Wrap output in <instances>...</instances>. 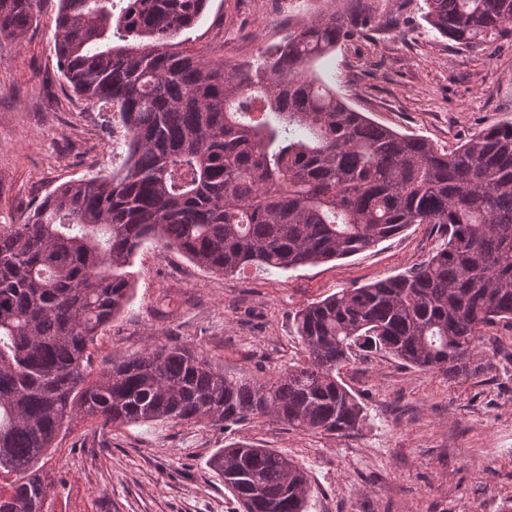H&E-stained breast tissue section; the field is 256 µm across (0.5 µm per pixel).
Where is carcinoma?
Here are the masks:
<instances>
[{"label": "carcinoma", "instance_id": "carcinoma-1", "mask_svg": "<svg viewBox=\"0 0 512 512\" xmlns=\"http://www.w3.org/2000/svg\"><path fill=\"white\" fill-rule=\"evenodd\" d=\"M209 2L59 0L58 68L75 94L112 105L127 160L56 186L24 223L0 224V512H43L39 463L77 419L273 418L345 435L363 420L338 380L354 347L466 379L480 372L483 329L512 326V122L447 151L341 99L313 64L371 26L366 0H343L344 11H321L236 63L182 48ZM424 2L426 23L458 45H489L512 22V0ZM42 3L0 0V36L24 37ZM412 224L438 225L444 247L298 310L305 361L284 373L229 376L172 345L86 382L89 346L126 306L147 241L233 274L348 258ZM209 467L242 512H306L310 479L275 450L231 444Z\"/></svg>", "mask_w": 512, "mask_h": 512}]
</instances>
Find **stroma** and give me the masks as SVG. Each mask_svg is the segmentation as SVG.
<instances>
[{
    "mask_svg": "<svg viewBox=\"0 0 512 512\" xmlns=\"http://www.w3.org/2000/svg\"><path fill=\"white\" fill-rule=\"evenodd\" d=\"M378 24L318 60L317 73L356 110L445 150L512 121V33L466 48L423 18L424 0H373ZM322 0H211L191 33L206 58L251 59ZM58 0H43L23 40L0 37V224L57 185L123 161L110 111L75 95L57 68ZM414 224L355 256L290 270L224 275L145 243L124 310L92 348V376L112 361L188 345L231 376L263 377L303 362L294 315L345 288L404 273L443 245ZM494 348L478 376L456 381L356 351L340 372L364 407L353 433L304 432L263 419L220 427L78 420L43 459L44 512H234L208 461L233 442L271 448L309 475L307 512H512V327L486 328Z\"/></svg>",
    "mask_w": 512,
    "mask_h": 512,
    "instance_id": "stroma-1",
    "label": "stroma"
}]
</instances>
